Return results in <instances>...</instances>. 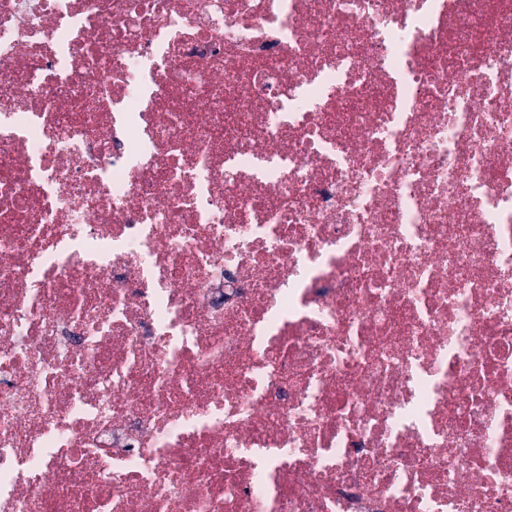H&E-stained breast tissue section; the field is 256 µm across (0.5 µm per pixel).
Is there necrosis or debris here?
<instances>
[{"instance_id": "obj_1", "label": "necrosis or debris", "mask_w": 512, "mask_h": 512, "mask_svg": "<svg viewBox=\"0 0 512 512\" xmlns=\"http://www.w3.org/2000/svg\"><path fill=\"white\" fill-rule=\"evenodd\" d=\"M0 512H512V0H0Z\"/></svg>"}]
</instances>
